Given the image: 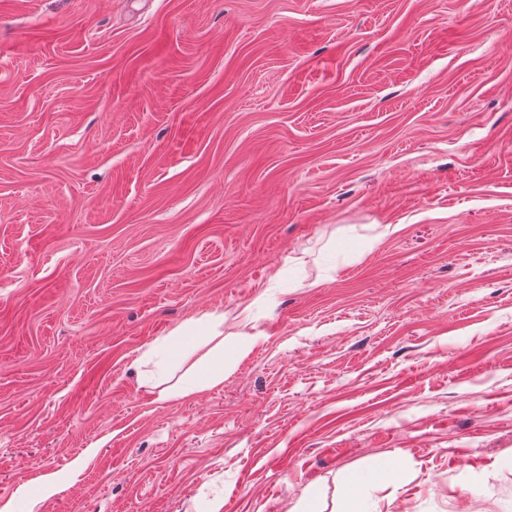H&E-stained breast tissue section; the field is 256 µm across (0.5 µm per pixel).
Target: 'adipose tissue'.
I'll list each match as a JSON object with an SVG mask.
<instances>
[{"label":"adipose tissue","mask_w":512,"mask_h":512,"mask_svg":"<svg viewBox=\"0 0 512 512\" xmlns=\"http://www.w3.org/2000/svg\"><path fill=\"white\" fill-rule=\"evenodd\" d=\"M223 315H212L204 320L193 321L192 325H180L168 336L152 345L141 357L142 363L154 364L167 369L181 351L198 344H212L214 357L197 368L195 373L182 382L177 389L178 396L190 397L223 385L227 370L224 366V343L221 339Z\"/></svg>","instance_id":"obj_1"}]
</instances>
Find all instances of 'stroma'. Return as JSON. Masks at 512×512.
Masks as SVG:
<instances>
[{"label": "stroma", "mask_w": 512, "mask_h": 512, "mask_svg": "<svg viewBox=\"0 0 512 512\" xmlns=\"http://www.w3.org/2000/svg\"><path fill=\"white\" fill-rule=\"evenodd\" d=\"M385 456L376 512H512V0H0V506L348 512ZM223 324L224 317L219 314L211 315L205 320H193L191 326L179 325L168 336L152 345L139 359V363L153 362L161 370V376L179 352L218 339L211 350L214 359L198 367L193 375L184 380L176 395L190 397L219 387L224 383V376L229 373L224 368V336L219 331ZM189 327L193 328L190 330ZM394 473L393 462L389 458H382L363 474H352L348 478V490L357 510L348 512H368L361 507V494L366 485L386 483Z\"/></svg>", "instance_id": "35a3bbf8"}]
</instances>
